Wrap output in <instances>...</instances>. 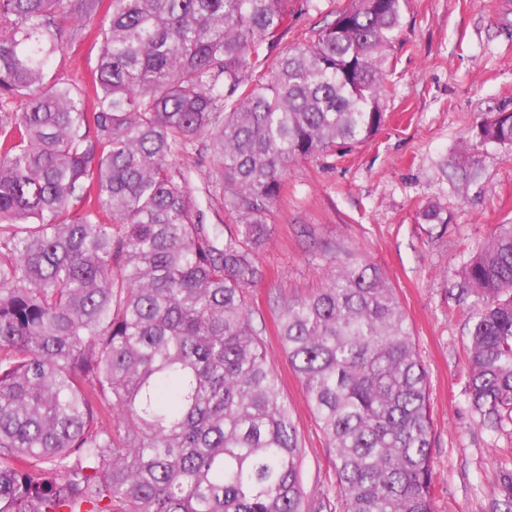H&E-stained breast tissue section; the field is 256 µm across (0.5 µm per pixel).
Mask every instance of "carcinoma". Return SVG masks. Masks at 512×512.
Instances as JSON below:
<instances>
[{"instance_id":"cac0c4a2","label":"carcinoma","mask_w":512,"mask_h":512,"mask_svg":"<svg viewBox=\"0 0 512 512\" xmlns=\"http://www.w3.org/2000/svg\"><path fill=\"white\" fill-rule=\"evenodd\" d=\"M101 0H0V512H304L303 448L252 322L288 163L385 123L402 0H349L286 53L289 0H111L87 90L49 78ZM512 145V112L474 127ZM211 162L191 194V151ZM460 191L477 177L455 168ZM220 207L242 229L224 234ZM466 394L512 422V224L461 267ZM280 345L343 512H434L428 374L379 267L329 260Z\"/></svg>"}]
</instances>
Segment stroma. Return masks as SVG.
Listing matches in <instances>:
<instances>
[{
  "mask_svg": "<svg viewBox=\"0 0 512 512\" xmlns=\"http://www.w3.org/2000/svg\"><path fill=\"white\" fill-rule=\"evenodd\" d=\"M347 2L291 0L278 51ZM98 34L64 24L54 73L91 83ZM389 60L382 129L344 154L300 161L284 174L257 249L266 275L249 290L252 319L298 428L308 512L321 497L339 512L332 460L277 323L288 301L320 288L335 253L349 250L380 266L428 373L435 512H490L503 496L499 474L512 467V430L485 429L467 403L470 301L456 272L496 225L512 224V145L469 135L482 116L512 110V0H405ZM472 162L480 176L458 194L445 169ZM431 206L444 223L424 219Z\"/></svg>",
  "mask_w": 512,
  "mask_h": 512,
  "instance_id": "35a3bbf8",
  "label": "stroma"
}]
</instances>
